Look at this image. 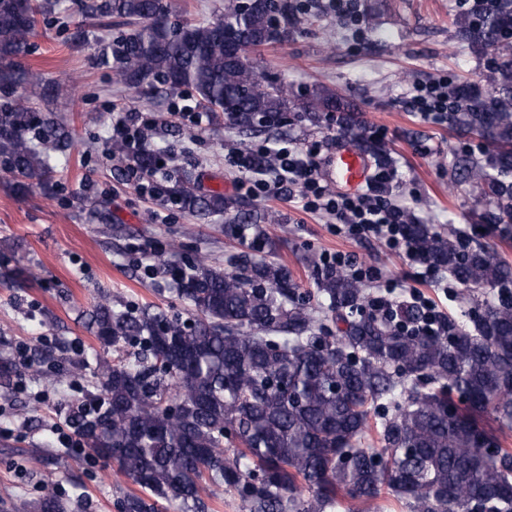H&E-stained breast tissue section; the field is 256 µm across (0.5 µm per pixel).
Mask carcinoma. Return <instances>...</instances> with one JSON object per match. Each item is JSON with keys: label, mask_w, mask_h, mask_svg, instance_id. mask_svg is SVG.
<instances>
[{"label": "carcinoma", "mask_w": 512, "mask_h": 512, "mask_svg": "<svg viewBox=\"0 0 512 512\" xmlns=\"http://www.w3.org/2000/svg\"><path fill=\"white\" fill-rule=\"evenodd\" d=\"M55 6L0 0L1 91L68 95L67 82L22 65L37 16ZM82 9L126 27L112 45L118 84L188 89L246 132L291 114L319 121L335 112L356 125L347 98L324 87L297 97L250 61L249 52L288 39L292 0H230L220 16L182 22L169 20L165 0H87ZM456 26L462 42L493 55L487 88H457L456 119L482 143L465 181L494 205L483 219L495 224L512 217V0ZM66 140L51 117L0 99V166L17 190L49 187L48 147ZM175 193L200 218L242 221L220 189ZM405 231L467 288L512 284V267L487 243L451 227L435 233L410 214ZM177 279L186 319L110 299L93 311L103 352L83 364L92 390L67 422L96 458L149 493L124 496L119 512H156L160 499L205 512L202 494L226 491L240 512H374L386 490L411 512H512V450L497 435L512 426V295L476 306L470 327L450 318L446 331L423 335L411 327L415 308H402L399 324L372 316L362 282L341 270L317 272L316 309L298 302L286 267L245 255L227 270L197 259ZM336 321L345 324L339 336ZM391 409L378 428L381 451L364 447L370 412Z\"/></svg>", "instance_id": "1"}]
</instances>
